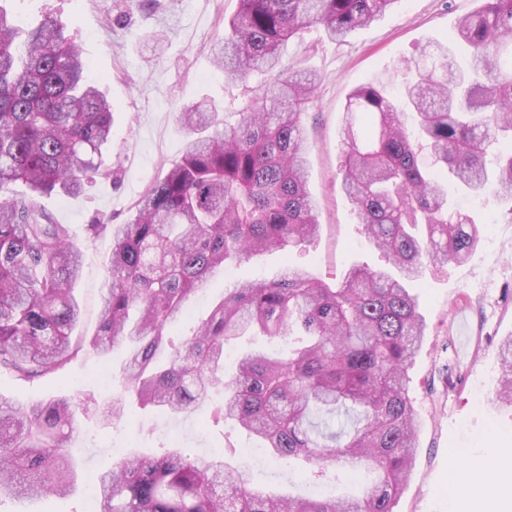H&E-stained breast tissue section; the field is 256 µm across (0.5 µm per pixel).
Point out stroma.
<instances>
[{
    "label": "stroma",
    "mask_w": 512,
    "mask_h": 512,
    "mask_svg": "<svg viewBox=\"0 0 512 512\" xmlns=\"http://www.w3.org/2000/svg\"><path fill=\"white\" fill-rule=\"evenodd\" d=\"M237 2L157 0L154 9L144 11L132 0H5L8 13L26 22L60 19L116 108L102 173L80 195L42 199L57 223L72 226L82 248L76 285L83 310L80 332H92L97 324L112 249L111 232L89 237L86 224L125 223L148 186L180 158V107L203 98L220 105L229 94L241 92L225 81L210 55ZM477 5V0H396L379 21L345 41H330L314 28L289 43L285 64L315 70L321 77L305 117L309 188L319 203L320 235L290 253L267 252L215 272L171 328L174 343L190 336L236 281L271 279L288 264L328 281L352 263L386 267V259L361 233L337 180L338 129L347 97L357 86L380 81L389 96L400 99L412 77L403 62L450 38L459 19ZM473 216L485 232L467 260L426 267L412 288L426 321L425 338L409 369L421 427L413 468L394 512H448L451 478L458 472L482 478L490 512H512V405L497 397L500 347L512 337V204L490 196L474 205ZM124 358L125 348L118 345L105 358L86 353L56 378L31 384L0 379V397L8 400L93 399L70 444L78 468L74 490L63 498L6 497L0 499V512H92L87 486L117 455L133 449L159 456L178 444L205 456L233 443L236 452L228 463L248 462L253 480L277 493L358 492L349 470H338L337 480L327 483L300 477L297 464L288 460L251 455L255 442L245 432L230 424L205 425L199 411L175 418L135 406L122 419H113V392L101 389L95 376L105 367L111 377H119Z\"/></svg>",
    "instance_id": "35a3bbf8"
}]
</instances>
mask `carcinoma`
I'll return each mask as SVG.
<instances>
[{"mask_svg":"<svg viewBox=\"0 0 512 512\" xmlns=\"http://www.w3.org/2000/svg\"><path fill=\"white\" fill-rule=\"evenodd\" d=\"M397 0H239L213 42L224 78L250 94L183 107L180 160L132 218L112 225L98 322L75 334L82 253L70 225L40 204L82 193L104 163L114 112L65 25L25 29L0 9V378H53L117 344L126 360L112 416L129 400L173 416L220 395L214 418L260 442L273 460L301 459L321 479L371 468L359 497L295 498L250 482L248 465L175 447L128 452L98 476L101 512H393L417 448L408 369L426 322L408 288L427 264H459L484 229L453 209L448 182L512 200V0H479L453 38L466 67L436 42L412 65L398 110L379 82L354 88L339 129L340 188L365 237L394 271L348 268L328 282L301 268L236 282L176 345L169 327L210 275L269 250L288 253L320 232L308 190L304 111L319 76L285 72L289 41L318 26L334 41L379 20ZM235 121H229V118ZM20 182L24 195H14ZM247 334L288 341L249 351L224 375V346ZM499 399L512 403V338ZM87 401L23 405L0 398V497H65L77 470L68 448Z\"/></svg>","mask_w":512,"mask_h":512,"instance_id":"1","label":"carcinoma"}]
</instances>
